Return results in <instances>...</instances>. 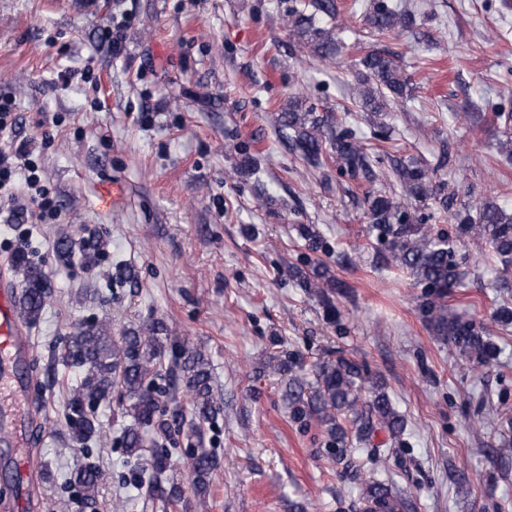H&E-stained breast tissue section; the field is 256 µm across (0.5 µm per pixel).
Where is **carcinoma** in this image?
<instances>
[{
  "mask_svg": "<svg viewBox=\"0 0 512 512\" xmlns=\"http://www.w3.org/2000/svg\"><path fill=\"white\" fill-rule=\"evenodd\" d=\"M338 10L337 0H301L288 6L290 35L314 57H337L341 39L336 27L319 26L315 18L333 19ZM367 11L369 24L382 36H397L416 24L413 12L389 0H369ZM349 89L354 108L377 113L411 95L413 87L401 55L372 49L355 63V82L349 84ZM276 121L291 149L305 163L320 168L328 155L341 180L368 186L364 194L368 232L384 245L386 263L407 272L415 287L421 289L417 309L431 334L479 364L493 359L497 348L484 324L449 311L448 295L462 286L467 274L466 258L457 254V243L467 235L485 240L492 256L503 266L512 265V209L488 201L479 206L475 219L457 190L432 183L428 170L420 163L395 158L389 171H380V159L370 153V147L360 141L353 128L334 123L332 114L320 113L296 97L288 99ZM383 178L396 182L402 195L377 188ZM429 200L437 205L438 214L421 212ZM450 216L457 224L448 232L428 224L432 218L446 220ZM298 233L309 250L328 253L315 225L301 224ZM58 250L68 262L77 255L83 261L91 256L90 246L78 247L68 239L60 241ZM17 261L25 264L26 274L19 313L33 322L46 307L48 292L43 288L41 271L24 256L17 257ZM292 277L300 287L316 294L328 313L337 312L332 295L340 293L342 283L327 262L306 256L293 267ZM61 364L78 374L65 415L72 440L83 444L93 439L100 427L96 410L118 390L125 401L122 409L132 419L120 440L127 463L140 466L145 450L153 448L151 488L168 483L160 499L179 503L188 490L198 498L207 493L217 462L203 447L204 425L218 417L220 406L209 363L200 351L172 335L158 320L146 328L125 332L118 341L112 340L108 324L96 322L79 327L68 337ZM180 385L190 394L194 412L190 427L198 444L186 449L187 487L165 476L185 425L184 414L174 405V392ZM287 395L292 420L305 427L314 419L324 427V452L339 464L355 446L364 448L368 461H376L381 449L371 445V438L378 430L387 431L395 439L404 433L405 422L383 385L369 381L365 366L342 352L315 364L313 382L289 379ZM101 480L102 473L92 464L76 469L70 477V483L88 500L98 494ZM406 508V499L381 481L368 484L356 503V512H404Z\"/></svg>",
  "mask_w": 512,
  "mask_h": 512,
  "instance_id": "obj_1",
  "label": "carcinoma"
}]
</instances>
